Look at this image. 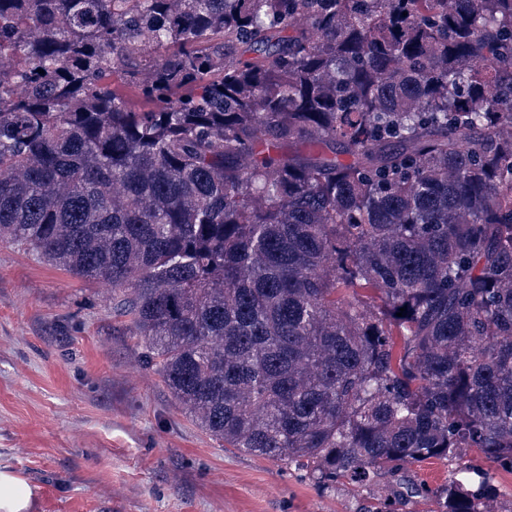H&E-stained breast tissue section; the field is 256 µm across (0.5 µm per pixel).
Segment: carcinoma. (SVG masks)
Listing matches in <instances>:
<instances>
[{"mask_svg":"<svg viewBox=\"0 0 512 512\" xmlns=\"http://www.w3.org/2000/svg\"><path fill=\"white\" fill-rule=\"evenodd\" d=\"M456 2L0 0V242L111 284L226 448L512 470V0Z\"/></svg>","mask_w":512,"mask_h":512,"instance_id":"obj_1","label":"carcinoma"}]
</instances>
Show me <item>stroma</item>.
Wrapping results in <instances>:
<instances>
[{"label": "stroma", "mask_w": 512, "mask_h": 512, "mask_svg": "<svg viewBox=\"0 0 512 512\" xmlns=\"http://www.w3.org/2000/svg\"><path fill=\"white\" fill-rule=\"evenodd\" d=\"M465 457L408 466L416 487L447 482ZM0 470L33 490L29 512H361L394 496L224 449L145 361L112 287L0 243Z\"/></svg>", "instance_id": "1"}]
</instances>
